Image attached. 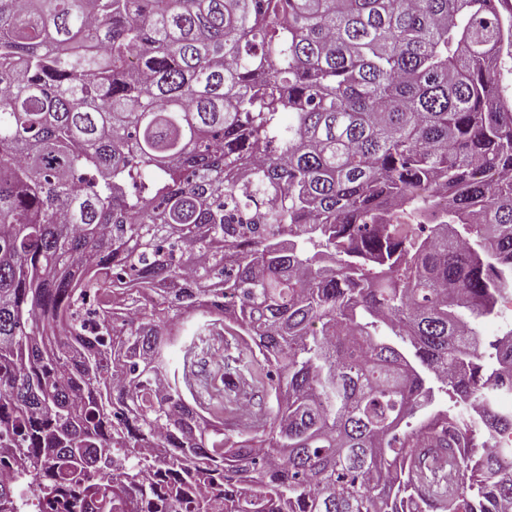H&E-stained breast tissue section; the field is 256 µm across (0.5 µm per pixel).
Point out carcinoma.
<instances>
[{"mask_svg":"<svg viewBox=\"0 0 512 512\" xmlns=\"http://www.w3.org/2000/svg\"><path fill=\"white\" fill-rule=\"evenodd\" d=\"M492 2L0 0V512H512L474 443L512 431V328H471L512 295Z\"/></svg>","mask_w":512,"mask_h":512,"instance_id":"cac0c4a2","label":"carcinoma"}]
</instances>
